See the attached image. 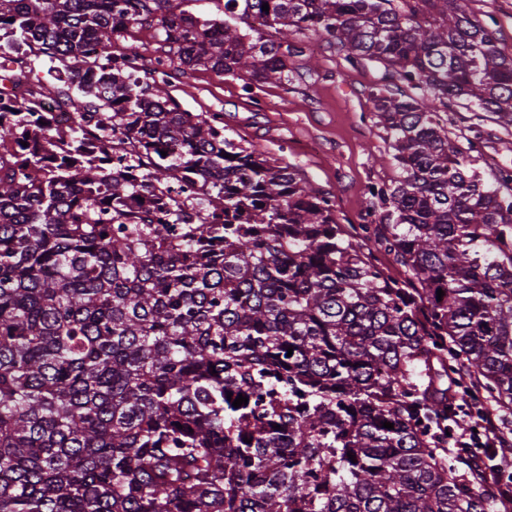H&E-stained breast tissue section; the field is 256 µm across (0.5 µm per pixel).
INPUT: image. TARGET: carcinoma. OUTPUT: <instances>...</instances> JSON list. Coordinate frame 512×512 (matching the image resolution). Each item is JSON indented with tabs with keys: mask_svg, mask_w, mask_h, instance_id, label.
I'll return each mask as SVG.
<instances>
[{
	"mask_svg": "<svg viewBox=\"0 0 512 512\" xmlns=\"http://www.w3.org/2000/svg\"><path fill=\"white\" fill-rule=\"evenodd\" d=\"M170 2L0 0L26 86L0 97V512H512L493 455L463 468L447 436L461 376L512 415V174L487 182L481 130L463 147L447 119L512 126V55L459 0H224L244 32ZM144 24L247 90L294 31L382 63L376 223L117 64ZM40 67L84 121L40 124Z\"/></svg>",
	"mask_w": 512,
	"mask_h": 512,
	"instance_id": "carcinoma-1",
	"label": "carcinoma"
}]
</instances>
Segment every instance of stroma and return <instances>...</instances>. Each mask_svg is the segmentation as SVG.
<instances>
[{
    "label": "stroma",
    "instance_id": "stroma-1",
    "mask_svg": "<svg viewBox=\"0 0 512 512\" xmlns=\"http://www.w3.org/2000/svg\"><path fill=\"white\" fill-rule=\"evenodd\" d=\"M468 13L494 22L500 45L512 54V0H464ZM288 77L245 91L243 82L202 68L172 72L169 94L185 112H219L228 135L296 166L313 188L329 193L339 223L356 224L367 211L370 185L396 176L386 160V135L366 101L385 74L382 64L351 66L325 36L297 34ZM489 138L482 172L512 171V133L485 122Z\"/></svg>",
    "mask_w": 512,
    "mask_h": 512
}]
</instances>
